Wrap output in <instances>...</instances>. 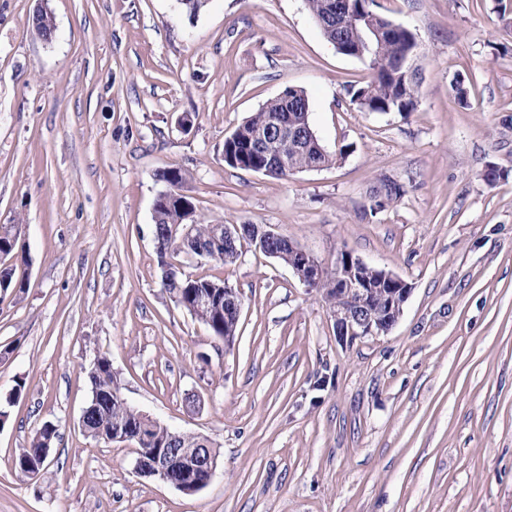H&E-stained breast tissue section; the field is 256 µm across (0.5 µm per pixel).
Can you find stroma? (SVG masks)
<instances>
[{
  "mask_svg": "<svg viewBox=\"0 0 512 512\" xmlns=\"http://www.w3.org/2000/svg\"><path fill=\"white\" fill-rule=\"evenodd\" d=\"M420 43L408 116L362 112L370 72L304 0H0V226L23 290H0V512H512V0H380ZM51 12L52 41L32 27ZM467 79L466 101L453 89ZM289 87L327 151L284 178L229 167L224 139ZM506 170L487 185V163ZM189 173L200 224H264L331 269L341 251L412 286L387 333L345 346L322 295L244 249L179 253L242 298L225 346L162 285L159 171ZM404 187L378 213L382 177ZM219 450L183 493L88 437L86 367ZM58 437L36 478L15 457ZM57 437V428L51 422L44 423L32 435L26 448H22L15 459L17 470L24 474L28 466L42 470L47 462L50 449Z\"/></svg>",
  "mask_w": 512,
  "mask_h": 512,
  "instance_id": "stroma-1",
  "label": "stroma"
}]
</instances>
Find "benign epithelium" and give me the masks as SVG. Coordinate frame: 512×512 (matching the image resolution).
Instances as JSON below:
<instances>
[{
    "label": "benign epithelium",
    "mask_w": 512,
    "mask_h": 512,
    "mask_svg": "<svg viewBox=\"0 0 512 512\" xmlns=\"http://www.w3.org/2000/svg\"><path fill=\"white\" fill-rule=\"evenodd\" d=\"M255 233L262 239L282 240L284 236L266 225H255ZM286 240V239H284ZM288 267L305 286L327 277L333 280L339 303L331 312L339 342L351 344L365 336L386 333L398 322L403 305L412 286L401 277L383 269L370 270V266L348 251L338 255L333 272L326 271L317 259L297 243L286 240ZM202 468L207 474L204 482L193 485L195 493L209 485L217 470V459L207 448L166 451L137 450L135 470L154 477L175 488L180 485L170 479L174 470Z\"/></svg>",
    "instance_id": "obj_1"
}]
</instances>
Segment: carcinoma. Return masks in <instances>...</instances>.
Listing matches in <instances>:
<instances>
[{
    "instance_id": "cac0c4a2",
    "label": "carcinoma",
    "mask_w": 512,
    "mask_h": 512,
    "mask_svg": "<svg viewBox=\"0 0 512 512\" xmlns=\"http://www.w3.org/2000/svg\"><path fill=\"white\" fill-rule=\"evenodd\" d=\"M305 7L322 30L324 36L335 48L349 47L357 59L364 62L371 71L370 80L361 86L348 90L351 104L364 112H397L408 115L416 110L417 96L415 76L406 60L409 43L404 34L386 31L382 38L367 27V17L361 0H304ZM36 34L45 41L52 39L55 23L45 9L37 10L32 17ZM306 92L288 87L284 95L268 100L252 113L229 136L224 139V163L232 168L262 173L271 177H286L293 171L320 168L342 160L347 147L330 153L320 142L306 141L299 146L289 137H273L268 134L276 120L295 122L309 111ZM169 189L159 195L154 218L155 240L160 251L197 253L206 250L213 259L224 260V234L214 233V224H193L185 219L195 212L192 197L181 192L188 179L186 171L168 168L157 174ZM377 191L381 192L379 208L390 206L403 194V186L384 178ZM190 228L194 245L183 239V227ZM266 252L272 243L259 240L247 233L236 240V250L243 246ZM163 287L186 310L197 300L209 298L210 315L206 325L217 337L234 336L239 318L237 313L224 305V282L207 278H192L182 273L163 282ZM91 386V397L86 405L85 433L94 440H112V427L120 424L132 433H141L149 439L148 447L156 451L167 448H209L212 455L219 456L213 443L200 435L173 430L160 422L141 414L127 404L123 398L114 395L117 375L111 361L99 356L86 368ZM57 437V428L51 422L44 423L32 435L27 447L21 449L15 459V466L21 473L26 468H44L49 448Z\"/></svg>"
}]
</instances>
